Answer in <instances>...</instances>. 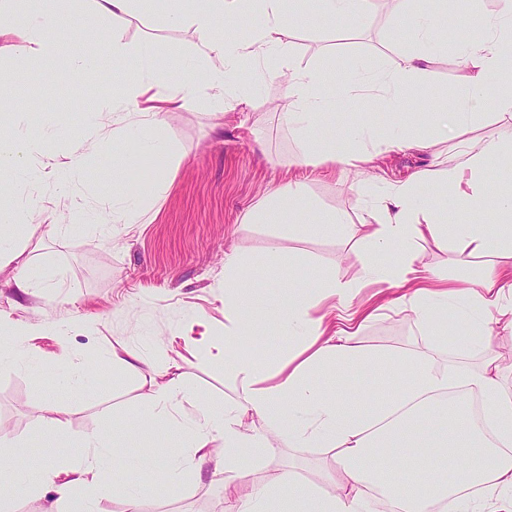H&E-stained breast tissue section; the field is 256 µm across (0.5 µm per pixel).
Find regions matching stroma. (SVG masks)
<instances>
[{
	"instance_id": "35a3bbf8",
	"label": "stroma",
	"mask_w": 512,
	"mask_h": 512,
	"mask_svg": "<svg viewBox=\"0 0 512 512\" xmlns=\"http://www.w3.org/2000/svg\"><path fill=\"white\" fill-rule=\"evenodd\" d=\"M192 0H146L135 14L114 22L95 15L85 0H69L68 29L57 38V52L17 65L11 51L0 49V97L14 87L24 91V112L13 127L0 128V140L19 137L39 143L32 160L36 180L15 183L22 205V228L16 244L21 261H28L29 292L14 286L21 261L0 259V313L8 314L6 335H22L25 326L64 327L65 335L33 339L40 365L0 366V433L11 440L0 447V460L20 457L26 467L35 459L61 457L68 463L83 455L81 437L98 431L112 434V409L122 407L136 419L142 380L113 370V349L134 348L163 382L180 377L195 391L182 401L192 413L197 400L222 407L236 398L237 379L223 363L210 359L206 347L185 341L181 328L197 317L211 328L214 343L224 341V304L216 287L224 279V257L239 251L253 268L249 284L254 305L262 313L275 312L289 289L314 290L329 277H357L358 251L340 234H323L290 222L281 214L275 223L252 224L248 213L270 190L287 183L289 165L301 145L280 120L288 109L283 82L257 71L247 79L244 98L217 101L200 93L184 107L171 110L165 136L179 152V165L165 167L141 141L120 135L134 121L135 105L110 114L107 103L122 69L114 65L105 38L121 29L131 44L154 46L153 66L163 83H185L191 71L205 64L194 57L189 26L167 28L156 17L168 12L190 16ZM406 18L379 0L360 20L318 18L291 28L285 41L291 63L321 73L326 95H335L357 70L392 71L412 51L404 38ZM425 74L404 91L398 108L373 115L375 126L387 134L406 127H430L435 111L451 107L463 86V72L454 49L426 47ZM96 55L99 67L83 79L72 77V54ZM223 109L214 120L212 111ZM98 140L88 154L80 178L68 193L57 187L56 164L65 162L84 142ZM432 162L430 152L395 149L377 155L372 163L336 178L318 168L305 178L304 191L322 215L343 213L349 223L367 220L366 204L379 191L377 174L404 180ZM165 181H158L159 169ZM148 196V211L140 224H118L113 234L92 224H73L68 218L71 199L87 200L93 208L108 207L116 195ZM416 252L422 265L452 278H474L493 261L492 251L476 255L455 246L426 239ZM368 350L393 352L423 348L419 325L407 313L385 310L366 323L356 338ZM80 361L87 384L72 388L62 377L70 360ZM323 384L337 396L367 404L396 397L404 381L396 373L385 378L326 376ZM57 390L68 412L66 432L44 429L41 407L50 390ZM184 447L176 432L140 429L125 444L127 458L146 451L180 454ZM329 452L324 448H291L276 442L271 454L251 475L270 485L288 469H296L322 492L334 489L326 478ZM114 481L149 482L158 494L146 500L143 512H224V483L212 464L202 467L201 481L173 495L160 473L119 469Z\"/></svg>"
}]
</instances>
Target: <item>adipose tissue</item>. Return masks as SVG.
<instances>
[{
    "label": "adipose tissue",
    "mask_w": 512,
    "mask_h": 512,
    "mask_svg": "<svg viewBox=\"0 0 512 512\" xmlns=\"http://www.w3.org/2000/svg\"><path fill=\"white\" fill-rule=\"evenodd\" d=\"M36 8L22 16L17 0H0V41L8 42L19 63L31 55H50L51 36L65 29L64 0H35ZM287 0H198L189 19L164 15L165 25L189 24L195 42L193 53L207 60L206 90L216 97L232 95L231 77L262 63L273 77L288 80V110L283 123L299 140L319 142V149L303 151L298 168L309 170L332 165L343 174L370 162L357 138L369 129L360 124L337 133L336 101L321 89L311 69L287 68L281 56L285 48L284 12ZM499 7L484 23L483 34L457 43L448 27V0H432L429 8L408 16L409 40L442 46L459 45L458 57L466 72L462 96L456 106L440 117L441 131H458L472 125L481 111L493 109L498 116L512 117V95L502 93L499 77L512 73V0H498ZM259 12L263 21L244 42L218 36L217 26L228 16ZM151 49L133 46L121 38L112 40V57L135 59L126 82L115 91L113 107L141 101L149 135L148 147L163 148L159 134L167 113L190 97L185 87L156 90L145 72ZM425 54L408 53L401 66L383 78L384 90L372 95V107L394 109L401 85L424 73ZM458 167L444 169L441 153L433 164L440 167L448 195L467 212L486 204L512 212V195L489 197L484 174L491 166L512 163V130L469 141ZM430 170L414 173L397 184H385L371 202L370 222L346 223L339 214L329 223L347 240L359 242L361 270L357 281L328 278L313 293L289 295L288 303L267 320L254 316L252 291L244 275L251 260L234 253L224 261V334L239 336L242 329L259 334L269 330L288 337L286 354L272 362L240 358L230 370L240 380L235 400L217 411L200 404L186 415L178 405L182 388L178 379L151 382L137 401L141 424L175 429L186 449L174 458L147 452L139 465L165 474L172 493L199 480L203 463L211 461L224 476V501L228 512H368L371 500L383 502L388 512H512V392L504 387L501 371L491 353L496 329L512 332V232L502 235L496 261L482 272L477 286L451 282L447 277L417 266L416 241L432 238L454 240L461 249L479 252L487 247L485 227L479 223L438 224L430 207L420 205V188ZM294 180L269 192L249 212L253 224H269L283 208L300 214L316 209ZM148 209L144 196L131 194L114 199L111 211H92L74 205L72 219L105 224H138ZM398 251L395 263H383L390 251ZM371 282L397 289L392 303L408 311L422 329L424 352H368L355 342L359 330L375 316L368 309L355 310L351 302L359 287ZM339 312L328 325L320 312L323 301ZM451 313L466 325L471 344L482 353L471 367L453 360L441 363L448 352V338L435 324L438 316ZM403 368L409 383L398 397L370 408L328 395L317 377L322 373L370 375L381 366ZM464 388L478 394L483 403L481 420H474L467 404L453 401L449 390ZM261 418L263 427L252 424ZM283 438L292 448H332L336 451L335 490L325 495L303 481L295 471L281 474L277 484L260 486L250 480L255 463L265 458L273 438ZM86 457L78 464L61 465L47 460L38 478L18 473L0 490V512H15L19 499L56 494V512H96L97 503L110 495L123 496L125 512H141L152 485L116 483L112 470L122 467L120 444L99 432L82 437Z\"/></svg>",
    "instance_id": "obj_1"
}]
</instances>
